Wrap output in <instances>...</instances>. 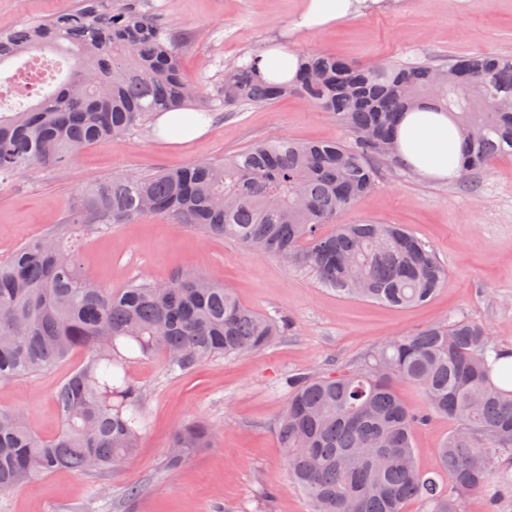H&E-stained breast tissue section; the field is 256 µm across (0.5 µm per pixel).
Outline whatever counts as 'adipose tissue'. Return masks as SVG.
Instances as JSON below:
<instances>
[{
  "mask_svg": "<svg viewBox=\"0 0 512 512\" xmlns=\"http://www.w3.org/2000/svg\"><path fill=\"white\" fill-rule=\"evenodd\" d=\"M380 0H304L293 28L297 31H325L336 23L359 16ZM263 74L275 82L292 81L298 58L283 45L272 42L259 55ZM207 118L190 109L160 112L155 116V133L172 142L204 135ZM396 157L400 163L424 179L445 182L460 174L462 136L454 119L429 102L403 112L395 129Z\"/></svg>",
  "mask_w": 512,
  "mask_h": 512,
  "instance_id": "1",
  "label": "adipose tissue"
}]
</instances>
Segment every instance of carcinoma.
<instances>
[{"instance_id":"carcinoma-1","label":"carcinoma","mask_w":512,"mask_h":512,"mask_svg":"<svg viewBox=\"0 0 512 512\" xmlns=\"http://www.w3.org/2000/svg\"><path fill=\"white\" fill-rule=\"evenodd\" d=\"M81 0L68 13L0 30V65L34 49L69 62L66 78L19 111H0V185L31 168L68 165L161 111L212 112L213 98L183 75L171 35L152 17ZM257 56L224 70V108L271 105L298 94L330 113L355 141L259 142L222 162L199 161L144 175L117 172L87 187L64 222L21 244L0 264V383L50 371L77 353L84 360L55 395L63 425L36 434L22 410H0V493L60 470L118 469L138 447L143 387L131 368L159 355L167 371L266 349L288 321L260 314L204 274L166 283L135 279L121 288L90 278L77 236L114 224L167 216L207 237L275 258L291 254L325 286L392 307L433 297L445 269L401 224H341L340 215L378 182L376 158L394 154L399 113L431 101L457 122L464 141L461 178L512 156V56L462 57L446 67L418 63L356 66L334 56L302 57L291 84L262 77ZM333 225L324 234L321 228ZM501 347L482 325L436 321L371 351L352 370L288 379L276 434L289 477L313 512H464L488 493L491 507L512 495V389L497 383ZM417 387L421 408L397 387ZM434 416L454 428L439 448L443 473L415 461L414 431ZM202 421L172 436L167 463L209 448Z\"/></svg>"}]
</instances>
